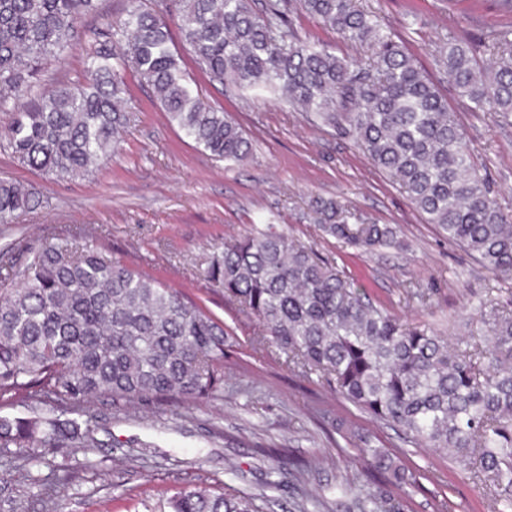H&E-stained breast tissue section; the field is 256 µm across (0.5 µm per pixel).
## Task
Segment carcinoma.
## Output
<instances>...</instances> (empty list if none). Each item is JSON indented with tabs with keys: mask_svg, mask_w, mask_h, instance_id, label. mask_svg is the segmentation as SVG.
Listing matches in <instances>:
<instances>
[{
	"mask_svg": "<svg viewBox=\"0 0 512 512\" xmlns=\"http://www.w3.org/2000/svg\"><path fill=\"white\" fill-rule=\"evenodd\" d=\"M98 0H0V111L14 119L0 149L57 179L85 177L112 157L131 122L122 107L125 73L135 72L185 138L217 161L250 152L241 126L201 98L187 80L173 33L215 87L265 91L322 126L352 136L413 207L483 268L512 277V216L491 196L464 126L439 86L355 0H298L341 39L373 49L369 63L337 57L301 38L290 0H128L86 52L83 80L65 76L37 96L42 64L65 59ZM496 61L476 66L453 36L438 65L473 110L493 104L512 115V26L493 35ZM40 203L23 184L0 180V224ZM321 230L364 250L396 241L386 224L348 223L349 211L320 207ZM206 277L251 316L260 341L286 363L332 381L338 395L406 435L414 448L453 452L489 481L485 512L512 507V309L483 311L487 329L452 348L431 325L408 323L375 306L336 266L288 235L268 230L224 247ZM224 325L176 290L103 252L91 236L60 237L0 255V404L42 392L34 417L0 412V452L29 463L40 448H95L80 407L98 398L196 400L224 380ZM363 471L398 490L416 475L374 437L334 419ZM321 505L396 512L369 485L347 478ZM257 496L185 488L172 512H263Z\"/></svg>",
	"mask_w": 512,
	"mask_h": 512,
	"instance_id": "obj_1",
	"label": "carcinoma"
}]
</instances>
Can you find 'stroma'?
<instances>
[{"label": "stroma", "mask_w": 512, "mask_h": 512, "mask_svg": "<svg viewBox=\"0 0 512 512\" xmlns=\"http://www.w3.org/2000/svg\"><path fill=\"white\" fill-rule=\"evenodd\" d=\"M359 4L389 26L439 83L468 131L475 161L502 207L512 209V119L490 106L467 109L437 65L452 35L469 44L477 61H489V37L511 19L499 0ZM126 7V0H98L97 13L84 18L65 63L48 62L39 87L81 72L103 19ZM291 20L301 36L330 46L338 57L364 63L372 54L301 12ZM184 64L202 100L223 107L245 130L249 154L236 162L213 160L183 137L138 76L128 73L132 121L112 158L91 175L57 180L0 150V178L35 188L42 199L13 223L0 224V249L19 237L37 248L57 237L92 234L107 254L180 290L223 321L234 338L225 350L224 388L218 398L189 402L89 403L99 447L77 453L45 448L26 465L0 456V503L20 498L26 512H46L49 500L58 512H171V498L196 487L264 493L270 500L264 512H300L301 503L319 497L337 476L368 479L354 449L330 424L340 417L371 430L378 443L419 470L417 485L400 498L402 512H484L483 481L448 453L407 446L324 379L288 368L278 350L254 343L253 319L238 312L205 271L225 245L274 224L344 268L374 305L408 322L433 325L453 346L481 329L479 303L512 309V279L497 277L450 245L350 136L315 125L271 96L217 91L192 59ZM330 201L395 226L397 244L363 253L324 234L317 210ZM416 289L428 291L429 299L412 298ZM314 455L322 457L321 469L298 479V465Z\"/></svg>", "instance_id": "1"}]
</instances>
